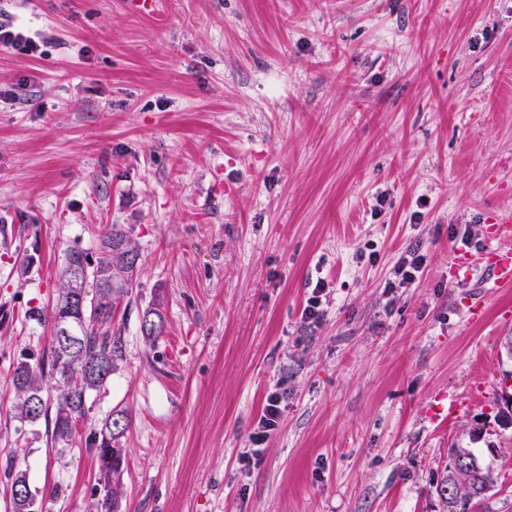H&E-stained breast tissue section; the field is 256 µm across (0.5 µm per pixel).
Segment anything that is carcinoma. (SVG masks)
<instances>
[{"label":"carcinoma","mask_w":512,"mask_h":512,"mask_svg":"<svg viewBox=\"0 0 512 512\" xmlns=\"http://www.w3.org/2000/svg\"><path fill=\"white\" fill-rule=\"evenodd\" d=\"M87 256L82 250L66 254L61 274L59 294L49 310V317L35 316L39 322L56 325L66 315L81 327L77 343L52 340L51 359L33 361L25 354L17 361L12 385L18 396V418L29 424L45 420L51 427L55 443L69 448L77 443L79 423L87 421V401L92 393L101 390L112 372L123 359L125 339L122 330L112 328V313L128 293L136 273L139 254L126 233L117 224L107 228L101 239L100 256L96 268L83 264ZM78 295L96 301L91 306H73L71 296ZM56 378L54 404L45 396L42 378L44 372ZM55 413H50V410ZM125 415L110 416L101 429L90 431L85 444L96 451L99 462L103 505L107 506L121 493L120 468L123 458L122 438ZM461 445L448 449L446 476L439 492L445 512H471L472 504L483 500L493 487V478L472 449H467L469 461L457 463ZM6 474L11 485L12 512H35L29 474L16 463L8 464Z\"/></svg>","instance_id":"cac0c4a2"}]
</instances>
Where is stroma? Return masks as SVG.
<instances>
[{
  "mask_svg": "<svg viewBox=\"0 0 512 512\" xmlns=\"http://www.w3.org/2000/svg\"><path fill=\"white\" fill-rule=\"evenodd\" d=\"M1 18L42 53L0 51V512L11 459L39 512H103L94 451L19 420L11 378L50 355L33 315L67 251L98 257L109 224L139 253L88 420L129 416L114 512H442L457 443L493 473L473 512H512V288L452 265L512 208V0H0ZM412 249L422 273L392 287ZM285 398V392H279L278 390L268 395L262 415L258 421L257 431L250 437V441L254 446L258 447L276 430L282 411L281 405Z\"/></svg>",
  "mask_w": 512,
  "mask_h": 512,
  "instance_id": "stroma-1",
  "label": "stroma"
}]
</instances>
